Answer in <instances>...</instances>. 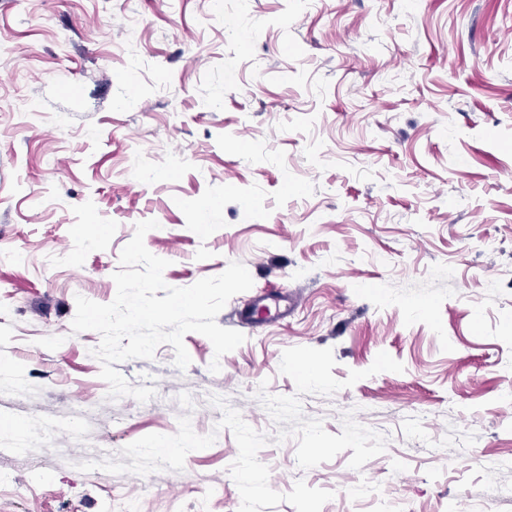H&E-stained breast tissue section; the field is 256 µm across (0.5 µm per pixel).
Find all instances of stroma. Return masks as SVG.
Here are the masks:
<instances>
[{"instance_id": "stroma-1", "label": "stroma", "mask_w": 512, "mask_h": 512, "mask_svg": "<svg viewBox=\"0 0 512 512\" xmlns=\"http://www.w3.org/2000/svg\"><path fill=\"white\" fill-rule=\"evenodd\" d=\"M150 219L246 340L111 400L75 298ZM508 387L512 0H0V512H512ZM267 295H261L252 302L250 308H244L242 310V318L246 322L257 325L258 323L253 319L252 315L254 313L255 309H260L264 311L263 319L260 320V324L268 323L275 321L279 316V305L276 301H274V304L269 302L268 300L271 298L266 297Z\"/></svg>"}]
</instances>
